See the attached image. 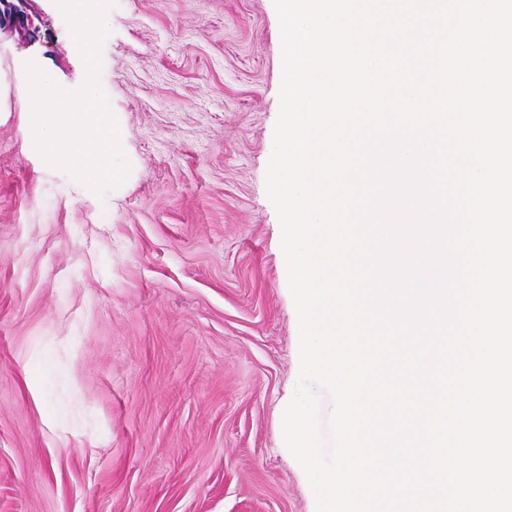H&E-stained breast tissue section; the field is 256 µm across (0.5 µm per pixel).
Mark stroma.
Instances as JSON below:
<instances>
[{
	"mask_svg": "<svg viewBox=\"0 0 512 512\" xmlns=\"http://www.w3.org/2000/svg\"><path fill=\"white\" fill-rule=\"evenodd\" d=\"M0 23V512H316L283 442L296 309L265 176L273 0H118L101 85L132 165L50 166L27 62L86 66L55 0Z\"/></svg>",
	"mask_w": 512,
	"mask_h": 512,
	"instance_id": "obj_1",
	"label": "stroma"
}]
</instances>
